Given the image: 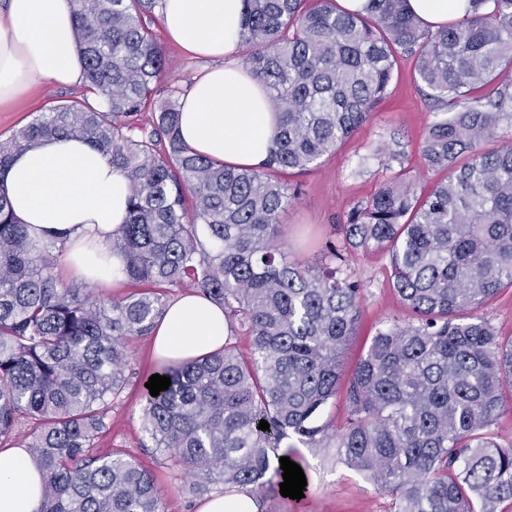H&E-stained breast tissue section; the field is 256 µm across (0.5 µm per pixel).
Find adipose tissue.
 <instances>
[{"mask_svg": "<svg viewBox=\"0 0 512 512\" xmlns=\"http://www.w3.org/2000/svg\"><path fill=\"white\" fill-rule=\"evenodd\" d=\"M470 0H407L431 28L465 16ZM243 0H167L168 37L217 64L182 99L180 136L193 151L236 166L268 157L278 116L265 87L238 60ZM70 0H0V105L33 83L84 81ZM0 191L19 223L63 236L65 261L95 283L120 279L113 232L124 223L131 188L107 157L71 138H50L13 157L0 171ZM222 308L191 292L172 302L153 331V357L184 362L223 348ZM43 476L27 449L0 448V512H40Z\"/></svg>", "mask_w": 512, "mask_h": 512, "instance_id": "1", "label": "adipose tissue"}]
</instances>
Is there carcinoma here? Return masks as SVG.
<instances>
[{
    "instance_id": "obj_1",
    "label": "carcinoma",
    "mask_w": 512,
    "mask_h": 512,
    "mask_svg": "<svg viewBox=\"0 0 512 512\" xmlns=\"http://www.w3.org/2000/svg\"><path fill=\"white\" fill-rule=\"evenodd\" d=\"M94 100L48 108L0 140V169L37 142L78 139L131 186L112 235L123 276L141 289L92 298L57 272L56 232L31 233L0 193V447L24 439L44 475L40 512H164L151 472L93 452L129 385L127 340L149 336L176 288L224 309L244 355L224 349L164 362L171 385L143 388L154 452L197 495L261 493L284 482L269 451L294 439L338 448L393 498L394 512H499L512 502V442L491 427L512 411V338L477 314L512 288V0L432 30L407 0H244V67L278 110L268 158L236 168L181 139L182 89L162 83L154 27L165 0H71ZM415 60L441 116L422 147L443 174L426 193L406 167L349 210L342 240L315 263L288 259L280 218L303 173L335 150L386 96L395 58ZM154 111L149 124L142 113ZM496 142L493 150L485 144ZM389 255L391 286L416 322L393 317L343 382L339 354L356 335L358 252ZM346 386L348 417L329 433L328 402ZM265 420L269 429H258Z\"/></svg>"
}]
</instances>
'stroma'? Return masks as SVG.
<instances>
[{"label":"stroma","instance_id":"stroma-1","mask_svg":"<svg viewBox=\"0 0 512 512\" xmlns=\"http://www.w3.org/2000/svg\"><path fill=\"white\" fill-rule=\"evenodd\" d=\"M160 46L166 83L188 87L210 65L209 60L192 57L169 41H161ZM84 92L81 85L61 87L47 80L39 82L14 101L0 105V139L10 137L39 112ZM437 118L421 91L413 59L398 57L388 93L369 119L325 156L320 165L300 176V192L281 217L289 258L314 260L326 241L337 240V221L352 207L370 199L390 173L392 161L382 153V146L399 144L404 165L415 176L417 188L436 181V173L428 170L421 159V147ZM347 271L363 286L357 333L342 354L343 369L348 372L365 354L372 336L388 317L396 316L408 323L413 316L389 286V258L384 253L355 254L348 261ZM129 348L130 385L123 399L113 406L111 427L99 437L96 451L105 454L121 449L128 459L151 470L162 491L165 512H197L201 500L190 493L188 476L148 449L142 429L139 383L156 369L151 339H132ZM288 456L306 474L303 498L284 497L279 485L272 484L259 497V512H391L390 498L347 466L336 449L300 446L289 449Z\"/></svg>","mask_w":512,"mask_h":512}]
</instances>
